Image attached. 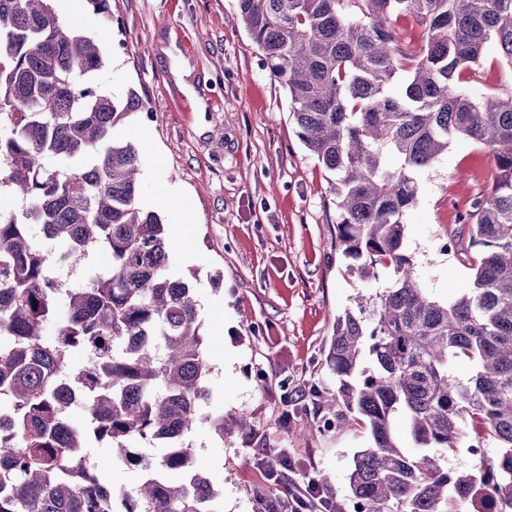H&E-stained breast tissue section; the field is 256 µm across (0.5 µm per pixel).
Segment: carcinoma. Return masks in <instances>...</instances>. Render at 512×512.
<instances>
[{
  "label": "carcinoma",
  "mask_w": 512,
  "mask_h": 512,
  "mask_svg": "<svg viewBox=\"0 0 512 512\" xmlns=\"http://www.w3.org/2000/svg\"><path fill=\"white\" fill-rule=\"evenodd\" d=\"M236 9L288 91L299 139L334 177L336 248L365 280L392 274L336 318L325 355L340 385L319 409L371 436L349 473L354 504L512 512V95L469 89L490 49L512 67V0H236ZM393 14L414 17L423 42L400 37ZM103 67L97 42L53 0H0V194L18 201L0 210V512H224L221 485L193 468L188 442L203 418L224 438V415L200 413L213 366L198 300L169 272L161 217L140 204L137 148L112 138L142 101L98 92L90 79ZM453 138L485 146L495 176L460 216L471 236L456 257L474 279L440 302L416 276L404 219L419 172ZM50 240L71 259L106 252L112 268L64 285ZM77 352L89 362L72 375ZM60 379L86 393L81 425ZM468 426L499 453L473 449V465L450 469L448 449ZM134 440L167 451L155 461L130 449ZM92 442L142 472L141 486L115 493L86 451Z\"/></svg>",
  "instance_id": "obj_1"
}]
</instances>
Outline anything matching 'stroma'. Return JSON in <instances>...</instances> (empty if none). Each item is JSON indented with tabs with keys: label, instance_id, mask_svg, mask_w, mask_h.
<instances>
[{
	"label": "stroma",
	"instance_id": "obj_1",
	"mask_svg": "<svg viewBox=\"0 0 512 512\" xmlns=\"http://www.w3.org/2000/svg\"><path fill=\"white\" fill-rule=\"evenodd\" d=\"M78 18L106 57L99 89L143 102L113 138L137 146L140 201L167 225L169 271L196 288L213 365L190 436L196 469L222 485L224 512H259L272 455L291 462L278 471L281 488L324 477L348 499L352 458L369 432L326 428L313 395L338 386L325 365L337 316L376 285L350 273L335 247L332 176L298 138L287 90L235 0H112L108 25L81 0ZM492 181L487 149L463 139L418 175L405 245L437 299L474 277L449 245L469 238L458 217ZM222 413L246 414L251 430L218 439L208 418ZM89 454L114 490L140 482L111 448Z\"/></svg>",
	"mask_w": 512,
	"mask_h": 512
}]
</instances>
